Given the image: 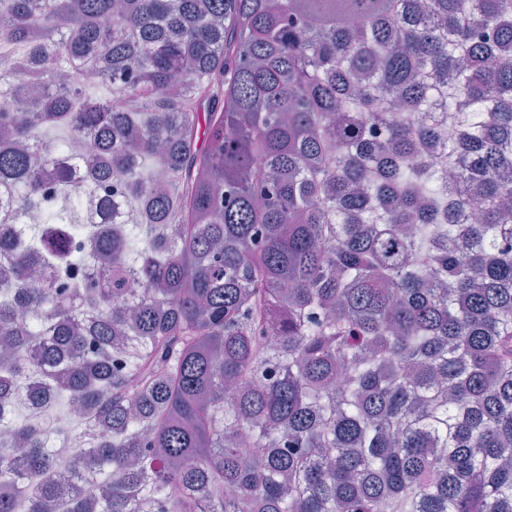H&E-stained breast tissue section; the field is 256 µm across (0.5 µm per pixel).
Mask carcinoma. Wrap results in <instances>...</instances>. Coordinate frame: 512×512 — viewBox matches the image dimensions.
Segmentation results:
<instances>
[{
    "instance_id": "1",
    "label": "carcinoma",
    "mask_w": 512,
    "mask_h": 512,
    "mask_svg": "<svg viewBox=\"0 0 512 512\" xmlns=\"http://www.w3.org/2000/svg\"><path fill=\"white\" fill-rule=\"evenodd\" d=\"M0 225V512H512V0H0Z\"/></svg>"
}]
</instances>
